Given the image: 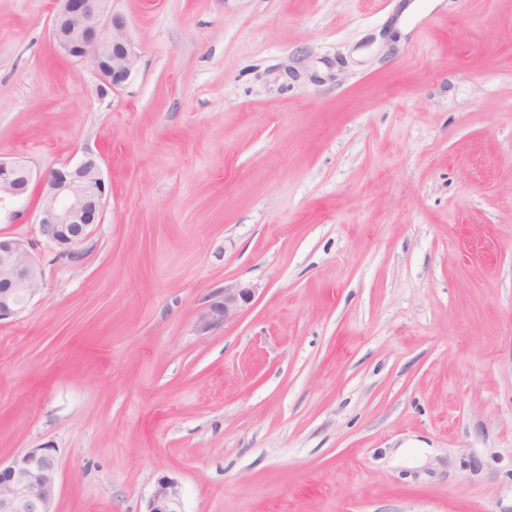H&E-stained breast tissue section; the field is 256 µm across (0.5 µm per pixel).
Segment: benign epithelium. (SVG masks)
<instances>
[{
	"instance_id": "obj_1",
	"label": "benign epithelium",
	"mask_w": 512,
	"mask_h": 512,
	"mask_svg": "<svg viewBox=\"0 0 512 512\" xmlns=\"http://www.w3.org/2000/svg\"><path fill=\"white\" fill-rule=\"evenodd\" d=\"M109 0H55L51 36L59 52L76 62L93 63L109 88L124 86L138 56L126 35L123 15ZM39 187L40 234L72 255L101 223L108 194L99 160L87 156L39 177L24 162L0 159V202ZM40 265L19 240L0 235V322L17 317L40 291ZM256 287L236 283L215 293L199 310L195 327L207 333L237 317L253 300ZM58 459L50 447L27 448L9 462L0 461V512H55ZM146 512H183L182 488L171 477L158 480Z\"/></svg>"
}]
</instances>
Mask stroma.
Masks as SVG:
<instances>
[{
  "instance_id": "obj_1",
  "label": "stroma",
  "mask_w": 512,
  "mask_h": 512,
  "mask_svg": "<svg viewBox=\"0 0 512 512\" xmlns=\"http://www.w3.org/2000/svg\"><path fill=\"white\" fill-rule=\"evenodd\" d=\"M112 90L0 0V158L96 155L41 291L0 322V459L55 512H512V0H110ZM251 304L207 333L224 286ZM256 290L254 285L241 283L224 286V290L215 293L213 300L197 313L196 329L207 333L234 319L251 303ZM58 459L54 448H26L0 459V512H55ZM144 512H183L179 481L171 477L159 479Z\"/></svg>"
}]
</instances>
